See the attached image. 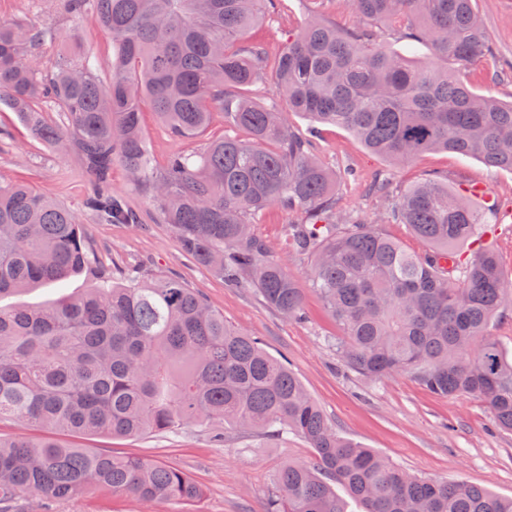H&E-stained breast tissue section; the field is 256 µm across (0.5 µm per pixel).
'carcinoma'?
<instances>
[{
  "label": "carcinoma",
  "mask_w": 512,
  "mask_h": 512,
  "mask_svg": "<svg viewBox=\"0 0 512 512\" xmlns=\"http://www.w3.org/2000/svg\"><path fill=\"white\" fill-rule=\"evenodd\" d=\"M274 6L66 0L69 13L94 12L112 37L107 83L86 59L63 57L42 71L33 49L55 38L53 28L1 20L0 102L37 139L75 150L93 179L86 208L97 223L132 220L112 195L118 161L186 253L292 318L302 314L301 288L254 224L272 205L300 211L306 220L290 225L292 236L311 256L312 288L342 330L336 353L345 365L370 380L405 375L440 397L476 395L512 431V357L486 337L512 304V285L494 252H460L487 223L484 210L438 176L399 194L378 185L382 223L408 225L430 248L418 258L376 225L341 214L338 174L288 123L297 113L343 128L395 165L445 150L512 172V102L478 94L460 76L489 48L474 0H351L363 21L352 31L312 14L276 60L280 104L266 108L243 94L267 66L265 48L246 34ZM382 26L428 43L438 64L416 65L384 46ZM144 100L176 136L203 133L221 110L250 140L211 139L158 172L141 129ZM448 255L449 269L439 262ZM83 270L95 284L80 295L0 307V422L113 437L215 421L269 436L292 431L314 461L277 472L266 512H346L338 485L365 512H512V498L411 474L342 437L290 367L178 278H116L96 262L74 212L25 183L0 182V298ZM92 486L143 501L202 494L164 464L0 438V512H15L25 495L65 500Z\"/></svg>",
  "instance_id": "obj_1"
}]
</instances>
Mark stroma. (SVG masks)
I'll return each instance as SVG.
<instances>
[{
    "label": "stroma",
    "instance_id": "stroma-1",
    "mask_svg": "<svg viewBox=\"0 0 512 512\" xmlns=\"http://www.w3.org/2000/svg\"><path fill=\"white\" fill-rule=\"evenodd\" d=\"M492 53L467 65L462 75L471 88L503 101L512 100V0H475ZM322 12L340 29H354L361 20L348 0H276V8L247 33L262 43L268 62H275L289 37L311 12ZM49 24L54 41L37 51L44 71L59 56L92 55L107 60L112 38L92 13L70 14L63 0H0V20ZM147 149L156 167L176 154L203 148L224 135L247 139L223 112L211 115L203 136L180 138L160 124L150 104L142 106ZM296 133L313 135L320 162L336 172L353 171L336 186L339 207L354 220L375 222L383 207L370 191L376 179L400 191L436 175L452 188H475V199L493 207L483 243L492 246L506 280L512 282V173L499 172L479 159L454 152H428L397 167L368 151L346 130L314 125L299 114L289 117ZM0 181H22L71 209L83 226L96 257L132 276H170L198 291L227 323L257 338L263 348L288 364L329 422L343 437L388 457L409 473L437 480H459L512 498V432L499 430L489 405L476 396L443 398L411 378L397 375L368 380L351 372L337 357L332 342L341 333L310 284L311 260L302 255L288 230L300 214L274 205L259 217L255 231L272 255L303 290V319H289L270 307L253 288L226 286L209 269L184 253L169 225L155 221L150 199L135 185L122 164L112 167V192L136 212L135 224H98L85 203L92 179L69 148L33 138L15 112L0 104ZM76 448H96L113 455L137 456L180 469L202 488L200 500L145 502L90 489L75 498L49 501L25 497L18 512H265L278 469L288 462H312L314 452L300 436L241 434L220 425H185L164 433L137 437L70 436L47 428L34 429L20 420L0 423V437L41 438Z\"/></svg>",
    "mask_w": 512,
    "mask_h": 512
}]
</instances>
